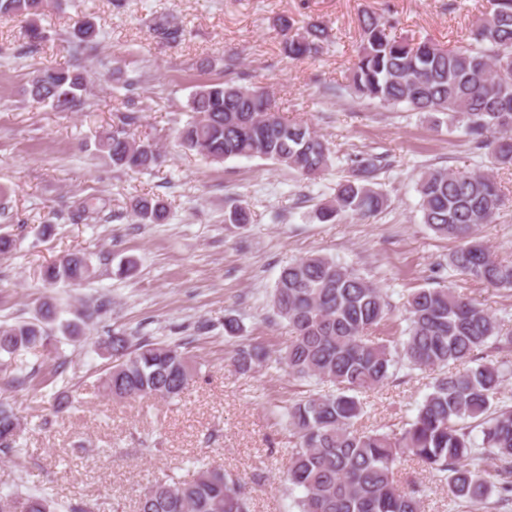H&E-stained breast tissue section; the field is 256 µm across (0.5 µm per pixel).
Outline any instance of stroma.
<instances>
[{"label":"stroma","instance_id":"obj_1","mask_svg":"<svg viewBox=\"0 0 512 512\" xmlns=\"http://www.w3.org/2000/svg\"><path fill=\"white\" fill-rule=\"evenodd\" d=\"M487 0H62L41 21L45 38L23 54L25 24L0 18V233L14 250L0 255V324L34 317L44 300L61 320L84 323L80 342L61 339L66 371L57 376L50 356L22 353L16 366L39 368L44 384L18 388L12 371H0V399L12 404L23 426L21 454L0 455V495L46 492L59 502L83 500L93 512H134L155 480L191 478L198 462L223 466L246 482L252 512H296L295 495L282 478L292 446L288 407L313 382L270 367L238 372L236 347L260 342L269 350L289 339L270 293L283 267L324 255L354 267L382 289L391 308L383 336L403 335L404 304L420 288L447 286L476 297L512 330V292L473 285L448 267L452 240L421 219L416 183L428 167L490 169L459 123L442 113L407 111L356 97L350 68L359 45L360 21L372 13L389 20L393 35L460 45ZM91 16L97 46L86 51L87 106L81 112L33 107L25 89L36 68L73 67L67 42L76 21ZM287 15L297 26L319 20L331 43L316 57L295 61L281 51L275 28ZM164 17L184 30L165 45L150 32ZM138 78L143 106L130 133L158 145L163 160L151 171L113 169L97 156L96 131L119 122L124 92L110 77L114 59ZM265 86L273 105L305 122L332 150L330 167L313 180L260 158L209 163L179 147L175 132L189 120V94L201 81ZM383 157L374 183L387 198L379 214L343 216L335 224L314 216L348 176L350 159ZM492 169V168H491ZM495 171V170H494ZM507 196L494 223L478 236L497 257L512 260V169L495 171ZM102 199L95 221L73 223L75 203ZM159 195L169 219L141 224L129 212L131 198ZM250 209L245 225L224 213ZM86 255L90 277L81 284L47 285L41 271L67 254ZM135 259L132 276L118 265ZM105 313H97L100 302ZM241 332L228 336L225 319ZM123 331L142 340L181 345L199 373L178 398L115 401L99 387L112 359L95 346ZM433 375L397 366L394 376L364 395L363 431L401 432ZM71 404L55 412L54 397ZM402 484L419 485L423 512H448L442 480L408 461Z\"/></svg>","mask_w":512,"mask_h":512}]
</instances>
